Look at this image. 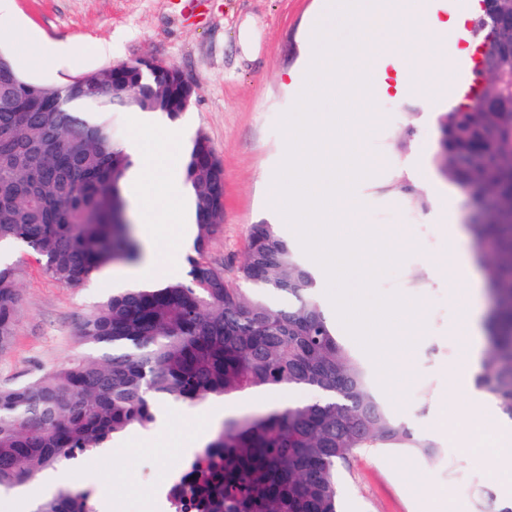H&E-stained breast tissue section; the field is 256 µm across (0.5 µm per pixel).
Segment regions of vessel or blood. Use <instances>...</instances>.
Wrapping results in <instances>:
<instances>
[{
	"label": "vessel or blood",
	"instance_id": "vessel-or-blood-1",
	"mask_svg": "<svg viewBox=\"0 0 512 512\" xmlns=\"http://www.w3.org/2000/svg\"><path fill=\"white\" fill-rule=\"evenodd\" d=\"M462 9V22L458 27L456 41L457 50L451 60L454 80L451 84L449 101L476 100L481 86L477 81L476 72L481 65L484 39L479 38L475 24L483 9V0H459Z\"/></svg>",
	"mask_w": 512,
	"mask_h": 512
}]
</instances>
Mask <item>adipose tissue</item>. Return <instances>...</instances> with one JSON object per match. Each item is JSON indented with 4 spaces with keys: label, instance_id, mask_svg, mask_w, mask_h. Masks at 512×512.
Returning a JSON list of instances; mask_svg holds the SVG:
<instances>
[{
    "label": "adipose tissue",
    "instance_id": "1",
    "mask_svg": "<svg viewBox=\"0 0 512 512\" xmlns=\"http://www.w3.org/2000/svg\"><path fill=\"white\" fill-rule=\"evenodd\" d=\"M173 130L165 119L143 117L137 132L130 139L126 150L133 165L123 183L124 194L132 200L139 212L138 236L145 248L146 258L130 273L131 278L141 283L158 281V268L164 262L154 244L161 234L174 232L179 241L190 239L196 230L194 191L191 184L179 182L175 195H167L162 171V139L172 135ZM451 268L462 280L463 287L457 295L460 319L457 332L463 335V367L460 380H468L476 373L483 355L475 344L480 333L479 316L474 298L479 282L473 271V262L466 257H452Z\"/></svg>",
    "mask_w": 512,
    "mask_h": 512
}]
</instances>
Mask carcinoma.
Returning <instances> with one entry per match:
<instances>
[{"label": "carcinoma", "instance_id": "carcinoma-1", "mask_svg": "<svg viewBox=\"0 0 512 512\" xmlns=\"http://www.w3.org/2000/svg\"><path fill=\"white\" fill-rule=\"evenodd\" d=\"M484 54L505 42L488 21ZM0 61V127L16 148L0 157V243L31 250L56 282L80 286L114 263H134L141 247L120 223L122 182L132 165L112 137L115 105L177 120L184 93L170 71L131 68L83 75L68 95L97 112H60L57 86L27 80L6 53ZM507 100L488 109L497 85L438 120L448 134L434 157L443 176L493 189L498 213L473 224L476 259L494 307L487 353L475 386L512 420V54L498 59ZM118 79L125 98L99 90ZM184 171L197 194L198 224L184 281L113 294L79 323L91 347L65 367L19 386L0 385V488L11 489L107 448L132 427L155 422V400L195 406L210 397L308 389L309 402L241 417L219 429L189 463L194 485L179 512H339L338 470L365 448L431 458L436 444L394 418L372 392L369 370L337 339L316 298L317 282L272 224L250 228L238 277L243 293L209 259L224 218V166L197 135ZM16 268L0 264V350L15 337ZM91 491L63 487L33 512H93Z\"/></svg>", "mask_w": 512, "mask_h": 512}]
</instances>
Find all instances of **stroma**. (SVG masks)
Masks as SVG:
<instances>
[{
  "label": "stroma",
  "mask_w": 512,
  "mask_h": 512,
  "mask_svg": "<svg viewBox=\"0 0 512 512\" xmlns=\"http://www.w3.org/2000/svg\"><path fill=\"white\" fill-rule=\"evenodd\" d=\"M323 0H14V11L0 20V50L11 54L28 80L60 85L68 79L113 65L149 58L177 66L194 85L195 95L166 145L174 167H182L191 141L206 135L224 164V220L211 237V257L224 261L233 287L249 291L236 268L243 260L251 225L273 223L267 186L282 162L285 136L279 125L299 95L290 75L301 66L311 36V20ZM251 23L259 51L245 58L238 30ZM25 24L49 42L67 45L72 64L54 62L35 48L14 40L13 28ZM111 45L101 55L95 48ZM447 99L388 94L379 101L373 130L364 144L377 159L373 176L358 184L366 199L364 221L391 233L403 262L383 274L380 293L414 296L424 310V329L412 348L404 379L384 390L371 389L391 411L422 437L435 442L437 456L419 458L400 450L368 448L339 469L342 512H430L431 500L443 512H475L486 492L512 498L503 471L512 462V443L488 452L462 448L458 437L440 427L442 410L489 407L473 385L452 378L463 365L461 339L455 333L460 308L457 287L440 262L448 254L447 213L457 223L477 217L473 193L444 179L433 156L438 149V118ZM415 168L429 171L428 181L411 182ZM411 184L420 205L401 193ZM19 293L15 338L0 350V385H19L89 354L77 337V323L113 293L110 282L93 277L77 287L49 277L23 247L14 248ZM206 406L167 403L146 429L126 432L114 445L67 468L65 483L110 496L94 502L95 512H159L140 490L142 481L165 483L180 465L176 452Z\"/></svg>",
  "instance_id": "stroma-1"
}]
</instances>
